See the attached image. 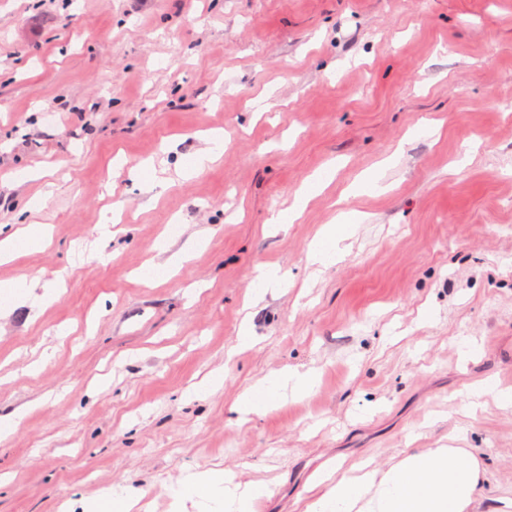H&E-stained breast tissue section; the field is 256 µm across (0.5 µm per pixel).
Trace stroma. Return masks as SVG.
I'll list each match as a JSON object with an SVG mask.
<instances>
[{
	"label": "stroma",
	"mask_w": 512,
	"mask_h": 512,
	"mask_svg": "<svg viewBox=\"0 0 512 512\" xmlns=\"http://www.w3.org/2000/svg\"><path fill=\"white\" fill-rule=\"evenodd\" d=\"M508 102L512 0H0V238L52 236L0 264L35 292L0 305V416L23 414L0 512H85L116 485L173 512L168 485L225 468L268 484L257 512H304L327 463L384 472L452 434L512 498V407L465 409L512 388ZM216 131L219 160L182 173ZM116 202L112 258L87 260ZM340 216V257L312 263ZM264 268L285 279L253 307ZM288 367L314 390L238 421ZM322 179H317L314 183L306 188H301L295 195L294 201L286 211L280 212L276 218H272L271 222L274 224L294 223L302 214L308 197L310 196L312 188L319 186ZM487 397H491L504 407L512 406V388H500L494 382H487L467 394L468 415L475 417L477 410L483 407L484 399Z\"/></svg>",
	"instance_id": "stroma-1"
}]
</instances>
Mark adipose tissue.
Segmentation results:
<instances>
[{
	"label": "adipose tissue",
	"mask_w": 512,
	"mask_h": 512,
	"mask_svg": "<svg viewBox=\"0 0 512 512\" xmlns=\"http://www.w3.org/2000/svg\"><path fill=\"white\" fill-rule=\"evenodd\" d=\"M316 384L310 371L273 374L247 390L236 411L259 413L287 393H310ZM483 477L480 460L469 449L455 447L410 454L382 474L364 465L341 477L330 467L316 475L314 483L322 491L305 512H506L512 501L487 503ZM168 492L175 504L192 502L197 512H254L266 488L240 489L227 470L184 473Z\"/></svg>",
	"instance_id": "1"
}]
</instances>
